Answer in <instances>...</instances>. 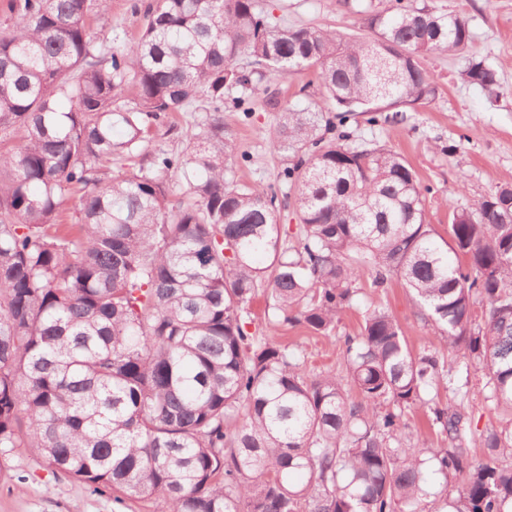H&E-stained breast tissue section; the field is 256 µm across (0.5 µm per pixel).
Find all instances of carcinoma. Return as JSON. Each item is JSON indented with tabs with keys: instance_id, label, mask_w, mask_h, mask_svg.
<instances>
[{
	"instance_id": "obj_1",
	"label": "carcinoma",
	"mask_w": 512,
	"mask_h": 512,
	"mask_svg": "<svg viewBox=\"0 0 512 512\" xmlns=\"http://www.w3.org/2000/svg\"><path fill=\"white\" fill-rule=\"evenodd\" d=\"M111 2L0 0V458L157 512H512V181L450 210L445 238L409 161L347 127L432 100L423 61L467 48L469 20L364 0L372 36L349 38L257 0H130L143 26L107 40ZM304 69L320 96L292 105L276 85ZM461 76L496 95L483 59ZM259 94L280 193L233 170L226 109ZM175 112L178 150L157 144ZM364 269L439 346L370 306L343 371L309 370L278 328L330 335ZM472 371L501 414L477 436ZM418 408L440 445L408 432Z\"/></svg>"
}]
</instances>
